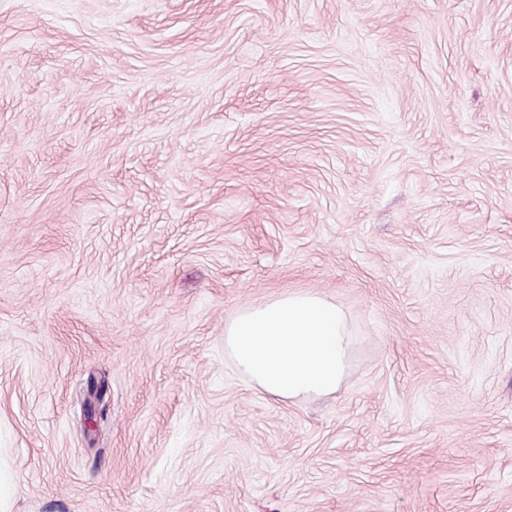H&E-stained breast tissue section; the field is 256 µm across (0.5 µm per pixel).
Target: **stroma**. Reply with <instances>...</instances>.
<instances>
[{"label": "stroma", "instance_id": "stroma-1", "mask_svg": "<svg viewBox=\"0 0 512 512\" xmlns=\"http://www.w3.org/2000/svg\"><path fill=\"white\" fill-rule=\"evenodd\" d=\"M295 290L352 350L284 402L224 326ZM0 461L13 512H512V0H0ZM19 474L16 469L1 467L0 464V511L11 512L13 496L19 483Z\"/></svg>", "mask_w": 512, "mask_h": 512}]
</instances>
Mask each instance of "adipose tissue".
Returning <instances> with one entry per match:
<instances>
[{
  "instance_id": "adipose-tissue-1",
  "label": "adipose tissue",
  "mask_w": 512,
  "mask_h": 512,
  "mask_svg": "<svg viewBox=\"0 0 512 512\" xmlns=\"http://www.w3.org/2000/svg\"><path fill=\"white\" fill-rule=\"evenodd\" d=\"M351 346L344 311L309 291L241 310L224 327V350L237 369L282 401L335 393Z\"/></svg>"
}]
</instances>
